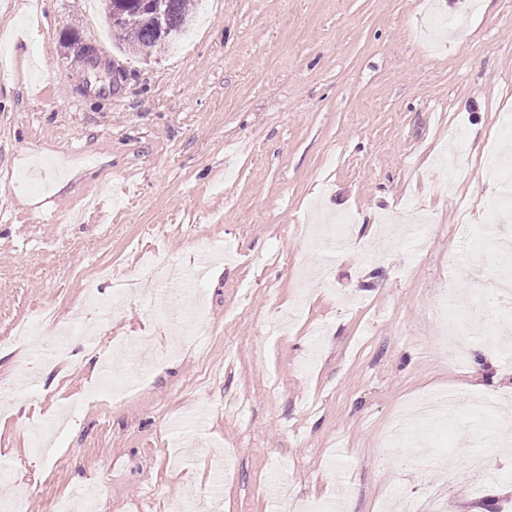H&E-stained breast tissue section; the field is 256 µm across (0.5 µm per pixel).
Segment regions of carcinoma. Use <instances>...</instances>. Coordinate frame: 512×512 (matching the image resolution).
<instances>
[{"instance_id": "carcinoma-1", "label": "carcinoma", "mask_w": 512, "mask_h": 512, "mask_svg": "<svg viewBox=\"0 0 512 512\" xmlns=\"http://www.w3.org/2000/svg\"><path fill=\"white\" fill-rule=\"evenodd\" d=\"M162 19L168 30L159 33L157 17L141 12L130 6L122 23L112 26V30L127 37V41L141 51H151L177 38L184 31L189 20L184 15H192L194 0H158Z\"/></svg>"}]
</instances>
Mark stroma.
<instances>
[{
	"instance_id": "obj_1",
	"label": "stroma",
	"mask_w": 512,
	"mask_h": 512,
	"mask_svg": "<svg viewBox=\"0 0 512 512\" xmlns=\"http://www.w3.org/2000/svg\"><path fill=\"white\" fill-rule=\"evenodd\" d=\"M124 67L86 92L67 40ZM512 0H199L188 37L141 52L99 0H0V338L41 305L82 315L95 356L72 366L53 326L0 345V504L48 512L81 486L97 512H390L447 486L444 512H512ZM473 209L469 239L458 230ZM349 218L352 252L301 225ZM209 277L164 282L101 320L140 259ZM203 322L179 347L178 300ZM488 315L460 333L439 299ZM131 387L87 399L100 352ZM482 453L485 471L441 458Z\"/></svg>"
}]
</instances>
